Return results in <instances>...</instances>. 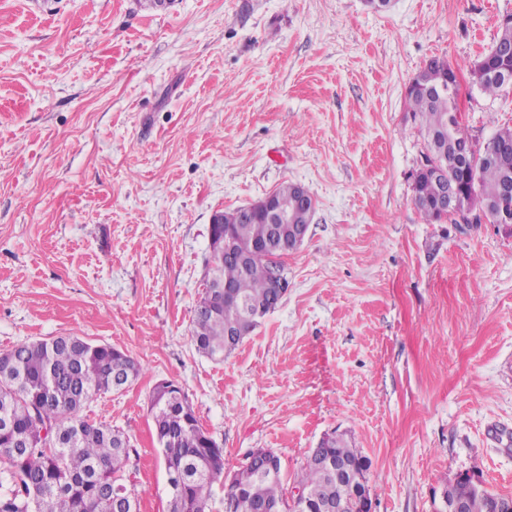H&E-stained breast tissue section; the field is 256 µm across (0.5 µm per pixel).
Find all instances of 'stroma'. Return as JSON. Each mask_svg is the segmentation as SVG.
<instances>
[{
    "instance_id": "stroma-1",
    "label": "stroma",
    "mask_w": 512,
    "mask_h": 512,
    "mask_svg": "<svg viewBox=\"0 0 512 512\" xmlns=\"http://www.w3.org/2000/svg\"><path fill=\"white\" fill-rule=\"evenodd\" d=\"M512 0H0V351L75 335L142 372L84 416L138 452L164 512L149 411L182 388L237 469L293 476L336 434L369 460L375 512H436L461 477L512 497V227L425 223L405 102L432 56L470 134L512 89L470 69ZM316 202L288 292L226 359L190 341L210 218L283 182ZM490 77L498 78L506 87H512V72H510L507 68L500 69L499 71H490L487 69H479L478 67L475 70V80L487 79ZM496 80H485L478 84L479 88L483 90L488 95L496 96L499 92L503 91L506 87L503 84Z\"/></svg>"
}]
</instances>
